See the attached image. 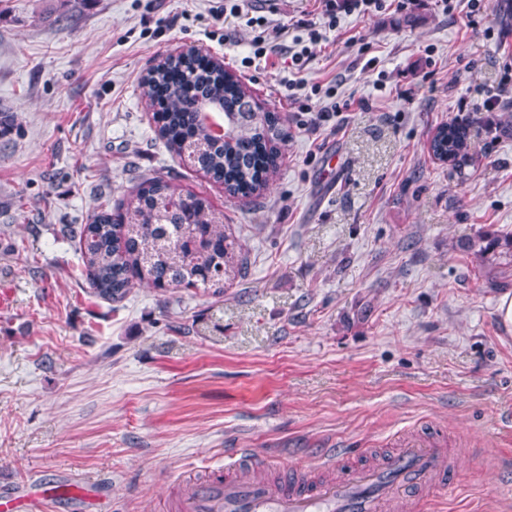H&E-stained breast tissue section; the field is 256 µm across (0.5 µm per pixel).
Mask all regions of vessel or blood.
<instances>
[{
	"mask_svg": "<svg viewBox=\"0 0 512 512\" xmlns=\"http://www.w3.org/2000/svg\"><path fill=\"white\" fill-rule=\"evenodd\" d=\"M440 451L414 436L403 448L365 467L316 479L300 472L290 480L270 482L254 477L263 463L245 458L236 476L216 469L190 484L178 512H406L407 487L439 483Z\"/></svg>",
	"mask_w": 512,
	"mask_h": 512,
	"instance_id": "b4317fda",
	"label": "vessel or blood"
}]
</instances>
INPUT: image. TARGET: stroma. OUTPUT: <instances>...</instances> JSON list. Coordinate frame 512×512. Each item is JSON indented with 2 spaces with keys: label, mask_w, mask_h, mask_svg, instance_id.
<instances>
[{
  "label": "stroma",
  "mask_w": 512,
  "mask_h": 512,
  "mask_svg": "<svg viewBox=\"0 0 512 512\" xmlns=\"http://www.w3.org/2000/svg\"><path fill=\"white\" fill-rule=\"evenodd\" d=\"M397 3L332 28L321 0H0V493L73 482L94 501L40 512H167L240 448L318 474L422 433L451 466L413 512H512V332L458 248L512 233V0ZM189 47L288 132L262 196L156 134L142 79ZM458 121L466 154L435 159ZM151 176L210 201L223 294H91L62 226ZM467 147V131L457 124L440 126L432 136L430 149L442 161H454Z\"/></svg>",
  "instance_id": "obj_1"
}]
</instances>
